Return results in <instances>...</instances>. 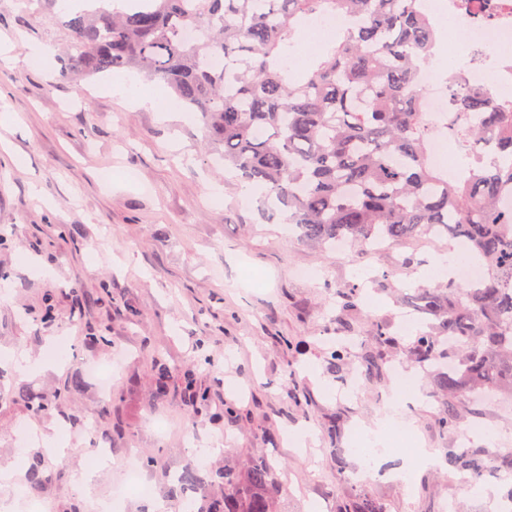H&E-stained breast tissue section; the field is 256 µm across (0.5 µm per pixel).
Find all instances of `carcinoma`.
<instances>
[{"mask_svg":"<svg viewBox=\"0 0 512 512\" xmlns=\"http://www.w3.org/2000/svg\"><path fill=\"white\" fill-rule=\"evenodd\" d=\"M346 20L305 72L286 48L309 20ZM70 36L62 76L135 70L170 87L200 112L206 141L224 168L285 214L301 236L326 249L372 240L391 248L423 237L461 242L484 279L420 285L418 311L434 319L407 350L419 363L448 361L437 376L442 433L457 431L460 405L490 389L512 395V104L479 89L453 93L448 125L464 129L467 175L450 181L429 164L428 113L420 63L438 37L420 0H135L126 11L65 12ZM200 26L194 43L183 36ZM156 390L172 368L152 360ZM445 460L474 484L512 472V451L449 448ZM211 475L190 465L178 487L202 490ZM270 463L251 461L244 477L224 473V498L197 512H277ZM340 512H386L368 496Z\"/></svg>","mask_w":512,"mask_h":512,"instance_id":"obj_1","label":"carcinoma"}]
</instances>
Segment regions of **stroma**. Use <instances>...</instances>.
Masks as SVG:
<instances>
[{"label":"stroma","mask_w":512,"mask_h":512,"mask_svg":"<svg viewBox=\"0 0 512 512\" xmlns=\"http://www.w3.org/2000/svg\"><path fill=\"white\" fill-rule=\"evenodd\" d=\"M65 17L38 0H0V501L7 512H70L74 503L112 497L128 449L159 457L146 474L160 494L189 465L243 475L264 456L283 512H339L368 493L388 512H499L512 473L474 493L447 464L424 468L388 455L384 468L408 479H354L362 428L392 402V369L426 317L411 302L422 270L450 240L393 248L370 258L350 248L324 251L242 196L239 181L203 147L198 113L164 119L113 96L106 79H65ZM53 58L30 64V48ZM357 289L345 314L354 329L348 366L331 350L341 334L336 296ZM391 322L399 346L373 334ZM104 327V340L94 337ZM363 351L382 353V374L345 398ZM175 366L157 396L149 361ZM111 367L100 392L85 366ZM80 384L60 390L71 377ZM436 367L424 368L421 398L400 408L405 435L445 449H512V401H467L455 434L436 424ZM208 397L189 403L186 379ZM36 395L51 415L28 411ZM309 429L299 448L286 432ZM111 446L91 492L77 486L94 449ZM43 456L46 479L26 472Z\"/></svg>","instance_id":"1"}]
</instances>
